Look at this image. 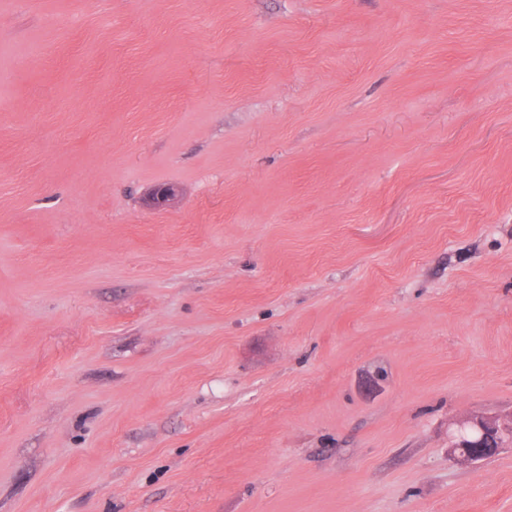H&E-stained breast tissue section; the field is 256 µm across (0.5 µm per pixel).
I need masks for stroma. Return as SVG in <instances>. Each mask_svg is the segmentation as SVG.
<instances>
[{
  "label": "stroma",
  "mask_w": 512,
  "mask_h": 512,
  "mask_svg": "<svg viewBox=\"0 0 512 512\" xmlns=\"http://www.w3.org/2000/svg\"><path fill=\"white\" fill-rule=\"evenodd\" d=\"M509 414L512 0H0V512H512ZM460 430L465 431L451 448L450 455L459 462L472 463L495 456L502 447V437L511 436L512 417L508 424L496 417H476L466 421ZM470 440L471 443L466 442Z\"/></svg>",
  "instance_id": "stroma-1"
}]
</instances>
